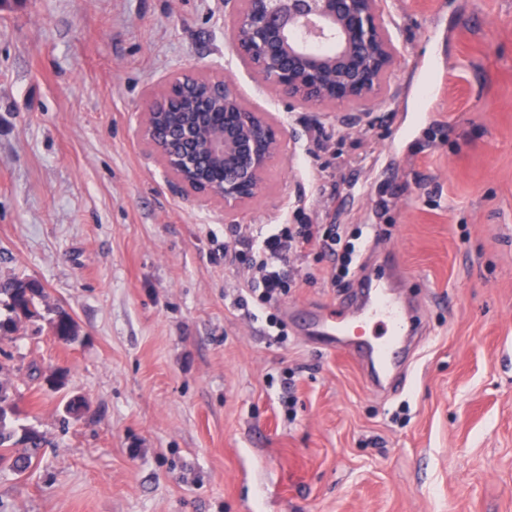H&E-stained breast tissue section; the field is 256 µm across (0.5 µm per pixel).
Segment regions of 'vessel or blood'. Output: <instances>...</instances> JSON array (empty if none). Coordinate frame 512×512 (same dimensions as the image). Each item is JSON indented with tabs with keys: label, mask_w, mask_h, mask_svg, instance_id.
I'll return each mask as SVG.
<instances>
[{
	"label": "vessel or blood",
	"mask_w": 512,
	"mask_h": 512,
	"mask_svg": "<svg viewBox=\"0 0 512 512\" xmlns=\"http://www.w3.org/2000/svg\"><path fill=\"white\" fill-rule=\"evenodd\" d=\"M401 275L396 265L388 277L360 279L350 293L357 305L355 321L332 315L316 320L314 330L328 351L350 357L370 387L387 394L399 388L424 339L419 309L393 295ZM377 322L383 324V333L364 335V328Z\"/></svg>",
	"instance_id": "1"
}]
</instances>
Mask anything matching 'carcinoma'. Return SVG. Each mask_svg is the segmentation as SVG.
<instances>
[{
  "instance_id": "carcinoma-1",
  "label": "carcinoma",
  "mask_w": 512,
  "mask_h": 512,
  "mask_svg": "<svg viewBox=\"0 0 512 512\" xmlns=\"http://www.w3.org/2000/svg\"><path fill=\"white\" fill-rule=\"evenodd\" d=\"M0 306L8 311L6 318H0V341H3L10 339L19 320L43 318L41 310L49 308L48 292L35 281L7 279L0 282ZM50 325L52 331L62 336L77 335L76 322L63 310L55 312ZM15 414L13 394L7 383L0 381V467L21 476L31 468L33 457L45 443V437L35 430L25 429L19 439H14L11 418Z\"/></svg>"
}]
</instances>
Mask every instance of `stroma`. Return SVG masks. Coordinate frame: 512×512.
Returning a JSON list of instances; mask_svg holds the SVG:
<instances>
[{
	"label": "stroma",
	"instance_id": "1",
	"mask_svg": "<svg viewBox=\"0 0 512 512\" xmlns=\"http://www.w3.org/2000/svg\"><path fill=\"white\" fill-rule=\"evenodd\" d=\"M385 9L400 57L364 116L267 87L224 0H0V278L38 280L79 332L22 320L0 343L46 438L0 472V512H512V0ZM180 70L285 131L235 212L144 156L145 94ZM268 224L400 261L427 336L401 394L295 322L344 292L321 248L290 255L283 336L234 306L253 272L224 247Z\"/></svg>",
	"mask_w": 512,
	"mask_h": 512
}]
</instances>
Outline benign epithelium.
<instances>
[{
    "instance_id": "benign-epithelium-1",
    "label": "benign epithelium",
    "mask_w": 512,
    "mask_h": 512,
    "mask_svg": "<svg viewBox=\"0 0 512 512\" xmlns=\"http://www.w3.org/2000/svg\"><path fill=\"white\" fill-rule=\"evenodd\" d=\"M235 58L288 103L370 113L396 65L382 0H224ZM137 135L183 195L231 212L263 194L281 125L220 75L172 74L147 93Z\"/></svg>"
}]
</instances>
